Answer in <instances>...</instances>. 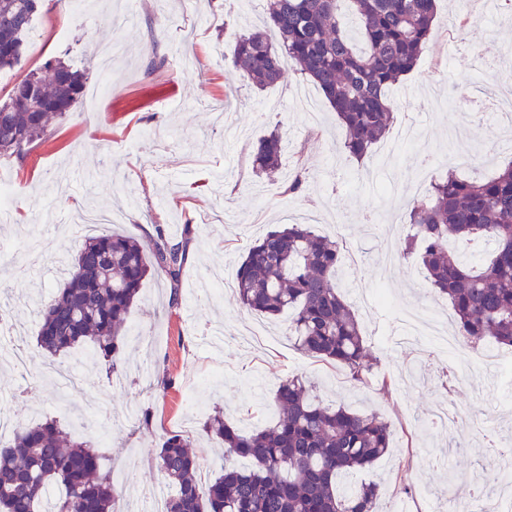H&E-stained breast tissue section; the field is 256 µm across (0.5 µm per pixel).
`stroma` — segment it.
Wrapping results in <instances>:
<instances>
[{"label": "stroma", "instance_id": "35a3bbf8", "mask_svg": "<svg viewBox=\"0 0 512 512\" xmlns=\"http://www.w3.org/2000/svg\"><path fill=\"white\" fill-rule=\"evenodd\" d=\"M110 7L111 0H97L94 12L77 13L68 0H43L21 63L0 70V100L55 57L88 73L69 117L57 121L24 158L0 157V173L18 188L11 221L0 223V242L13 256L12 266L0 265V312L17 324L13 339L32 356L25 381L0 364V399L19 424L54 418L101 446L104 455L120 451L132 475L122 486L120 505L137 512L136 488L160 477L155 458L165 434L191 437L202 477L214 478L224 467L220 443L203 430L204 415L185 405L188 392L253 432L273 419L279 382L302 375L316 383L325 403L377 413L393 426L390 456L356 474L360 482L378 483L381 512L446 507L447 477L429 459L456 441V470L468 475L488 467L486 418H493L495 433L512 440V371L480 366L463 353L446 358L459 384L453 400L470 419L469 432L458 441L425 423L431 405L447 393L437 367L425 369L417 356L393 354L395 306H379L362 319L374 358L370 382L362 387L335 365L296 350L286 317L272 321L245 311L230 288L212 297L196 294L202 280L234 273L257 237L312 214L316 232L352 248L359 259L357 277L340 286L347 297L382 284L397 303L424 301L452 317L423 269H410L405 260L394 266L378 261L386 225L403 218L408 207L404 187L416 153L400 152L387 164L376 150L357 161L342 148L344 130L335 112L305 77L290 70L281 83L262 90L236 70L223 50L259 23L262 0H137L133 16L120 26L107 21ZM499 10L489 18L484 0H440L433 40L395 91L402 103L395 124L417 123L431 158L426 182L451 169L472 177L458 163L463 154L480 157L487 176L512 160L502 149L511 137L489 113H466L464 136L452 139L448 130L456 113L430 104L438 91L456 86L512 93L511 70L494 64L478 71L463 59L469 50L512 41V0H500ZM461 13L471 18L463 31L455 28ZM108 42L118 45V56L109 91L96 101L91 91L100 81V48ZM274 128L285 149L271 179L253 169L252 155ZM299 168L306 173L303 192L285 194V180ZM89 208L113 215L110 224L90 227V234L115 232L146 249L160 230L175 242L184 238L185 227L193 234L178 291L162 278L147 277L130 311L125 388L113 387L103 364L87 359L74 365L68 352L54 363L76 369L82 391L67 397L41 374L37 309L54 295L68 254L80 245L59 233L58 219ZM145 360L154 375L167 379L166 389L147 390L136 379ZM132 400L149 412V421L126 420Z\"/></svg>", "mask_w": 512, "mask_h": 512}]
</instances>
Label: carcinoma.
<instances>
[{
	"label": "carcinoma",
	"mask_w": 512,
	"mask_h": 512,
	"mask_svg": "<svg viewBox=\"0 0 512 512\" xmlns=\"http://www.w3.org/2000/svg\"><path fill=\"white\" fill-rule=\"evenodd\" d=\"M264 28L228 46L234 65L259 88L292 68L322 92L345 131L344 150L358 160L388 133L398 108L392 91L427 49L438 0H264ZM357 19L352 35L343 5ZM40 0H0V70L21 59ZM86 73L58 59L31 71L0 103V156L24 157L63 119L80 96ZM283 152L277 131L260 139L255 167L273 173ZM402 253L426 271L448 299L458 335L512 347V160L496 175L465 179L453 172L430 184L406 215ZM487 241L478 263L448 248L450 240ZM186 246L158 233L151 253L120 234L88 236L70 263L68 279L39 310L36 342L49 360L91 347L107 375L123 366L127 316L143 280L162 276L173 297ZM341 247L308 224H284L252 244L235 273V291L250 313H288V336L301 353L334 363L365 385L373 369L358 317L336 283ZM275 421L248 433L214 411L206 432L224 444V469L198 478L191 440L168 435L157 468L176 492L165 512H378L376 483L344 485L355 471L384 457L390 424L374 413L329 406L298 376L273 395ZM244 458L250 466L232 460ZM120 493L89 440H77L56 419L18 427L0 448V512H120Z\"/></svg>",
	"instance_id": "1"
}]
</instances>
